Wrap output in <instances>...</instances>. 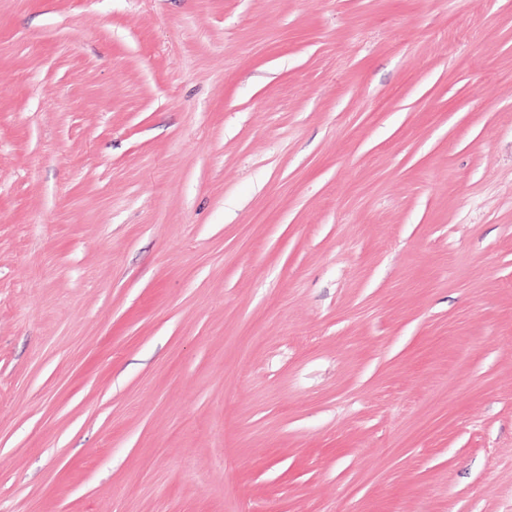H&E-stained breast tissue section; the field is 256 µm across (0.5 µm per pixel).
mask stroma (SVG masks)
<instances>
[{"instance_id": "stroma-1", "label": "stroma", "mask_w": 512, "mask_h": 512, "mask_svg": "<svg viewBox=\"0 0 512 512\" xmlns=\"http://www.w3.org/2000/svg\"><path fill=\"white\" fill-rule=\"evenodd\" d=\"M0 512H512V0H0Z\"/></svg>"}]
</instances>
